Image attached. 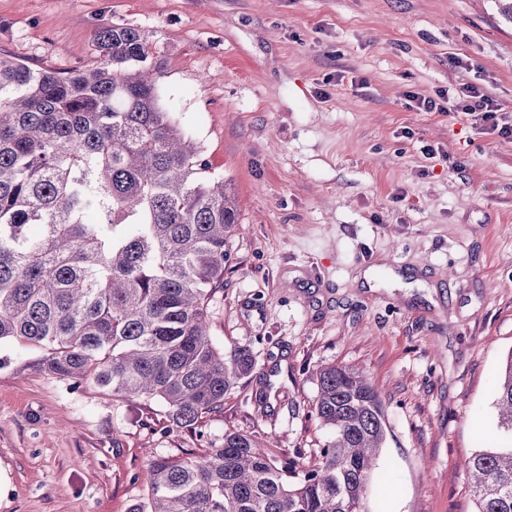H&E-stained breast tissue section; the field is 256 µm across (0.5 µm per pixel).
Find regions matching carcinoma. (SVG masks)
I'll return each mask as SVG.
<instances>
[{
    "label": "carcinoma",
    "instance_id": "obj_1",
    "mask_svg": "<svg viewBox=\"0 0 512 512\" xmlns=\"http://www.w3.org/2000/svg\"><path fill=\"white\" fill-rule=\"evenodd\" d=\"M99 59L60 73L0 55V342L78 387L155 400L192 428L255 368L210 332L237 206L202 147L159 103L164 60L136 28L97 35ZM512 436V353L494 394ZM328 439L309 467L226 431L192 457L148 464L131 512H368L386 441L380 394L357 368L319 372ZM475 512H512V443L473 455Z\"/></svg>",
    "mask_w": 512,
    "mask_h": 512
}]
</instances>
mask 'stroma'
I'll list each match as a JSON object with an SVG mask.
<instances>
[{"label":"stroma","mask_w":512,"mask_h":512,"mask_svg":"<svg viewBox=\"0 0 512 512\" xmlns=\"http://www.w3.org/2000/svg\"><path fill=\"white\" fill-rule=\"evenodd\" d=\"M112 25L153 42L164 108L237 196L208 311L215 342L257 366L190 430L0 343V512H131L148 459L228 430L316 463L328 364L364 370L385 404L372 512H473L465 464L503 440L512 136L411 98L475 84L512 112L498 0H0V54L85 68Z\"/></svg>","instance_id":"1"}]
</instances>
